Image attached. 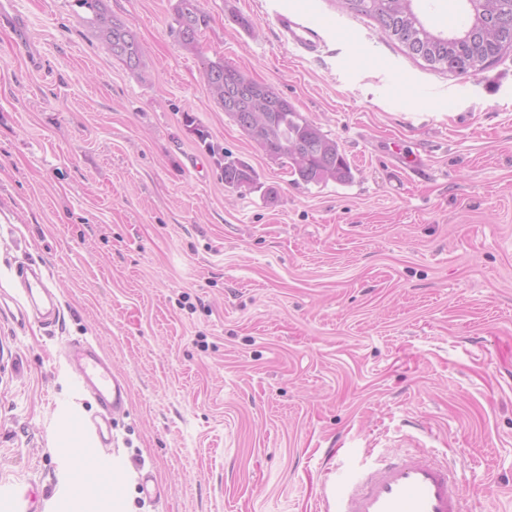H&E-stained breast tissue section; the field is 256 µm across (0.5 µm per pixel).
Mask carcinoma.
<instances>
[{
	"label": "carcinoma",
	"mask_w": 512,
	"mask_h": 512,
	"mask_svg": "<svg viewBox=\"0 0 512 512\" xmlns=\"http://www.w3.org/2000/svg\"><path fill=\"white\" fill-rule=\"evenodd\" d=\"M93 14V24L107 48L129 69L142 65L143 49L136 35L123 23L112 19L104 0H78ZM343 7L356 15L376 20L384 30L395 27L411 47L407 54L418 57L426 52L431 57L430 67L452 73H479L495 63L509 45L493 38L488 28L502 33L512 32V0H465L467 19L449 18L448 35L433 32L420 19L407 0H342ZM175 27L171 33L179 42L197 49L203 30L210 18L203 12L199 0H176L173 5ZM204 77L209 92L219 106H224V85L244 77L239 70L224 63V58L207 59ZM259 92L274 103L272 115L281 130L275 139L253 142L275 164L288 169L294 182L341 184L353 180L352 168L336 140L303 117L294 105L272 86L255 82ZM219 164L224 172V187L231 189L242 179L251 180L252 187L259 184L254 170L228 151L219 153Z\"/></svg>",
	"instance_id": "cac0c4a2"
}]
</instances>
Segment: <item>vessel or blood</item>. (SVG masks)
I'll use <instances>...</instances> for the list:
<instances>
[{"mask_svg": "<svg viewBox=\"0 0 512 512\" xmlns=\"http://www.w3.org/2000/svg\"><path fill=\"white\" fill-rule=\"evenodd\" d=\"M274 20L287 43L309 54L320 53L326 42L318 28L298 21L283 11ZM23 297L34 320L53 324L58 299L48 288L39 268L22 274ZM83 390L101 406L100 420L80 418L75 431L86 438L85 455L103 463V448L112 442L111 420L127 409L128 385L112 371L111 361L87 341H72L64 349ZM325 512H467L454 467L437 460L430 450L405 455L368 470L352 469L329 479Z\"/></svg>", "mask_w": 512, "mask_h": 512, "instance_id": "1", "label": "vessel or blood"}]
</instances>
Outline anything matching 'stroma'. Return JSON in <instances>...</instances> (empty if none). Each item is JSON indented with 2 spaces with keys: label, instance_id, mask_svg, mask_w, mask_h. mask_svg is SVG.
Wrapping results in <instances>:
<instances>
[{
  "label": "stroma",
  "instance_id": "obj_1",
  "mask_svg": "<svg viewBox=\"0 0 512 512\" xmlns=\"http://www.w3.org/2000/svg\"><path fill=\"white\" fill-rule=\"evenodd\" d=\"M174 3L105 0L146 48L137 71L77 0L0 5V512H112L59 493L62 412H101L72 339L129 384L109 451L156 479L138 512H323L337 465L420 446L471 512H512V48L459 75L341 0H203L192 52ZM278 10L331 20L328 53L284 44ZM217 55L335 139L353 180L293 183L212 99ZM216 147L260 190L225 189ZM26 262L53 329L19 312ZM185 10L193 24L195 32V36L192 39H187L182 36L185 24ZM173 12L176 27H171V33L175 35L179 42L186 48L197 50L203 30L208 27L210 21L209 16L201 9L199 0H176V3L173 5Z\"/></svg>",
  "mask_w": 512,
  "mask_h": 512
}]
</instances>
